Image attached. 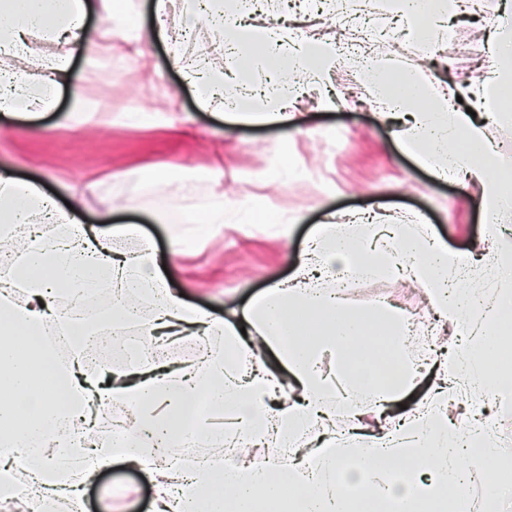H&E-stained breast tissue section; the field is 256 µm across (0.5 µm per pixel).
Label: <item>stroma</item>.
<instances>
[{
	"label": "stroma",
	"instance_id": "stroma-1",
	"mask_svg": "<svg viewBox=\"0 0 512 512\" xmlns=\"http://www.w3.org/2000/svg\"><path fill=\"white\" fill-rule=\"evenodd\" d=\"M503 2L481 0L460 16L453 49L437 53L426 72L434 84L463 85L494 64L493 19ZM185 48L203 56L210 70L233 64L209 26H199ZM72 77L89 104L111 114V124L60 125L59 115L74 107L62 91L55 111L29 121L0 118V168L30 178L56 203L80 201L89 236L109 225L136 224L161 255L176 218L223 208V223L193 232L168 266L170 280L193 306L245 311L270 284L292 275L311 230L329 213L380 202L411 224L424 214L433 235L459 251L483 233L479 196L421 168L371 105L321 108L324 89L314 85L290 105L292 137H283L280 124H229L199 107L192 85L171 63L166 40H141L127 26L113 31L94 60L75 53ZM143 167L161 171L162 181L141 184L135 172ZM259 210L273 222L252 223ZM379 292L420 321L409 353L424 366L413 393L414 401H424L442 354L434 315L420 287L379 279L360 290L364 297ZM113 482L127 495L113 500L112 512H151L147 477L122 464L87 484L89 512H100V492Z\"/></svg>",
	"mask_w": 512,
	"mask_h": 512
}]
</instances>
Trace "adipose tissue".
Returning <instances> with one entry per match:
<instances>
[{
    "instance_id": "obj_1",
    "label": "adipose tissue",
    "mask_w": 512,
    "mask_h": 512,
    "mask_svg": "<svg viewBox=\"0 0 512 512\" xmlns=\"http://www.w3.org/2000/svg\"><path fill=\"white\" fill-rule=\"evenodd\" d=\"M462 0H393L423 59L447 48L451 19ZM103 25L85 21V0H0V53L15 61L0 72V116L33 118L56 107L71 80L74 51L96 55L113 25L125 23L121 0H102ZM157 23L173 14L180 29L167 35L174 63L184 60L182 31L208 24L235 43L233 71L279 81L261 98L237 82L203 73L187 76L200 105L225 122L283 123L304 84L299 73L326 83L339 60L338 42L297 43L284 18L257 26H224L211 0H155ZM61 44L44 54L33 38ZM378 115L392 122L397 142L436 176L478 187L485 233L474 251L455 252L415 224L388 223L375 210L351 222L316 225L287 280L268 287L241 321L189 306L168 281L151 244L131 256L114 242L140 234L122 224L88 238L78 210L60 211L35 184L0 171V239L24 224L51 221L38 244L22 249L0 278V503L15 512H85L83 486L120 461L147 472L155 512H468V492L483 483L494 500L512 507V479L486 473L500 450L487 425L458 426L448 415L462 391L488 400L496 414L512 412V364L501 358L512 317V243L500 235L512 218V160L490 141L486 124L512 120V77L485 74L466 91L429 85L419 72L393 62L357 65ZM478 102L467 113L462 99ZM500 273L494 293L477 288L486 265ZM406 279L421 288L439 319L463 328L465 351L446 355L427 403L404 407L418 370L406 357L405 326L391 306L356 307L327 292V279ZM23 289L24 301L14 297ZM99 295L98 310L122 325L150 306L144 329L178 328L210 340L198 366L166 369L155 359L90 367L94 329L81 317L62 326L72 351L59 364L43 341L52 302L61 292ZM397 359L382 372L374 342ZM228 416L233 431L193 415L198 394ZM120 408L132 427L124 437L91 441L62 433L65 419H82L90 404ZM272 442L276 453L254 464L229 465L241 438ZM206 439L212 453L203 472L167 460L171 448ZM24 459L26 481L16 476Z\"/></svg>"
}]
</instances>
